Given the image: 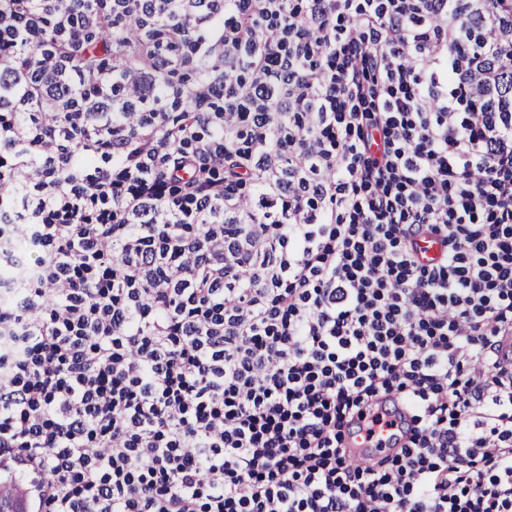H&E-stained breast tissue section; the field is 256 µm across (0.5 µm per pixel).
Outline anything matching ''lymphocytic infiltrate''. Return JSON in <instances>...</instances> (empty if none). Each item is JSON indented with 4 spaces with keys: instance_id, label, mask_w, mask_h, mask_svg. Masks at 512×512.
<instances>
[{
    "instance_id": "obj_1",
    "label": "lymphocytic infiltrate",
    "mask_w": 512,
    "mask_h": 512,
    "mask_svg": "<svg viewBox=\"0 0 512 512\" xmlns=\"http://www.w3.org/2000/svg\"><path fill=\"white\" fill-rule=\"evenodd\" d=\"M0 110L38 512H512V9L10 0Z\"/></svg>"
}]
</instances>
